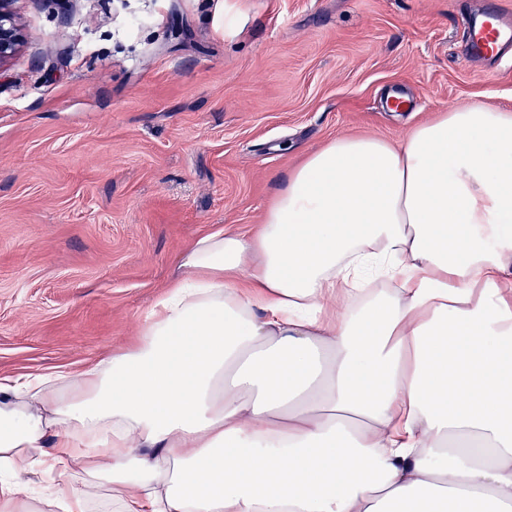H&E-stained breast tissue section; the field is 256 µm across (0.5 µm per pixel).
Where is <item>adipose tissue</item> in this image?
<instances>
[{"instance_id":"1","label":"adipose tissue","mask_w":512,"mask_h":512,"mask_svg":"<svg viewBox=\"0 0 512 512\" xmlns=\"http://www.w3.org/2000/svg\"><path fill=\"white\" fill-rule=\"evenodd\" d=\"M101 491L118 512H512V111L330 140L261 224L192 241L133 341L0 378V512Z\"/></svg>"}]
</instances>
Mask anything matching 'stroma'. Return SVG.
<instances>
[{"mask_svg":"<svg viewBox=\"0 0 512 512\" xmlns=\"http://www.w3.org/2000/svg\"><path fill=\"white\" fill-rule=\"evenodd\" d=\"M487 0H16L0 66V376L133 340L199 234L246 230L339 136L512 110L466 55ZM405 96L389 108L388 93ZM15 0H0V66L11 60L23 42L14 18Z\"/></svg>","mask_w":512,"mask_h":512,"instance_id":"35a3bbf8","label":"stroma"}]
</instances>
